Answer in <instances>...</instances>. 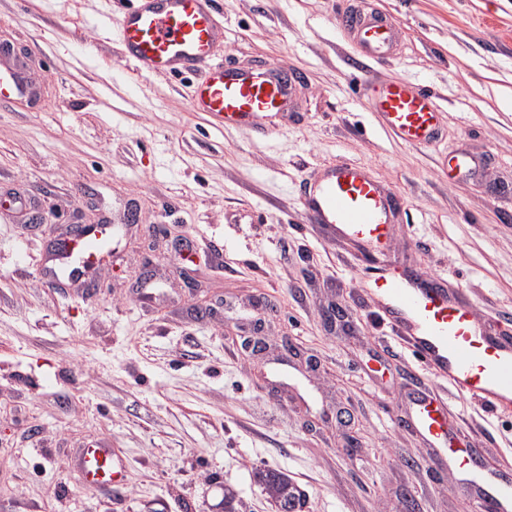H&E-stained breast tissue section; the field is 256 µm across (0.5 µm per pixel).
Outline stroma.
I'll list each match as a JSON object with an SVG mask.
<instances>
[{"label":"stroma","mask_w":512,"mask_h":512,"mask_svg":"<svg viewBox=\"0 0 512 512\" xmlns=\"http://www.w3.org/2000/svg\"><path fill=\"white\" fill-rule=\"evenodd\" d=\"M353 3L393 19L394 59L354 68L336 26ZM129 4L0 0V50L36 90L0 107V512H222L228 488L240 512H274L253 480L267 468L301 512H481L406 426L408 399L446 394L511 468L512 410L417 362L366 291L368 259L306 223L301 194L324 164L367 166L401 202L387 259L512 335V0H215V62L297 79V111L265 136L192 111L199 73L121 61L108 26ZM376 81L432 94L440 141L380 130ZM452 155L480 172H449ZM75 224L111 225L112 252L51 287V243ZM99 440L125 462L106 493L75 466Z\"/></svg>","instance_id":"35a3bbf8"}]
</instances>
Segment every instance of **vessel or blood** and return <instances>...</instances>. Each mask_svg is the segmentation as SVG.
Masks as SVG:
<instances>
[{
    "mask_svg": "<svg viewBox=\"0 0 512 512\" xmlns=\"http://www.w3.org/2000/svg\"><path fill=\"white\" fill-rule=\"evenodd\" d=\"M337 26L365 60L389 59L397 52L399 31L387 15L353 7ZM116 41L121 60L140 72L205 69L192 105L222 124L251 125L265 133L292 105L291 84L277 70L214 63V50L224 41V22L214 0H133L121 16ZM28 90L19 69L0 68V104ZM372 107L381 129L397 139L421 145L440 135L433 96L406 83L375 84ZM302 203L308 223L328 225L369 252L385 247L398 206L366 168L349 162L329 165L309 184ZM111 239V226L98 228L60 261V270L71 276L90 270ZM373 287L384 316L423 366L490 409L512 404L511 337L496 335L478 321L469 303L449 294L438 278L424 279L390 263L374 276ZM410 416L431 447L462 473L465 488L480 492L484 512H512V473L475 454L449 418L445 402L417 397ZM80 464L87 485L104 491L111 490L123 470L102 442L82 449Z\"/></svg>",
    "mask_w": 512,
    "mask_h": 512,
    "instance_id": "b4317fda",
    "label": "vessel or blood"
}]
</instances>
